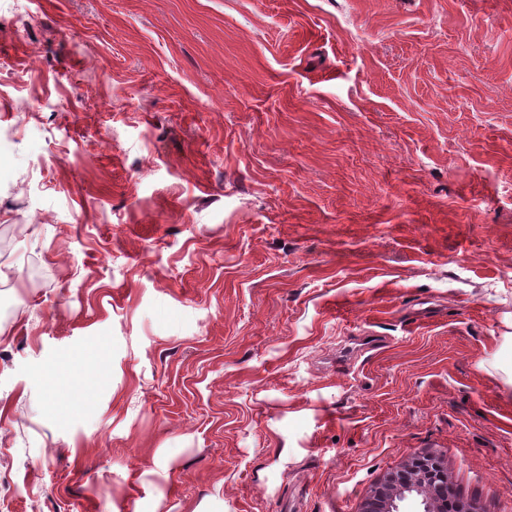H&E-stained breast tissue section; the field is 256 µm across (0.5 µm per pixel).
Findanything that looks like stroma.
Instances as JSON below:
<instances>
[{"mask_svg":"<svg viewBox=\"0 0 512 512\" xmlns=\"http://www.w3.org/2000/svg\"><path fill=\"white\" fill-rule=\"evenodd\" d=\"M1 138L13 512H512V0H0ZM420 499L422 512H439L435 487L426 470L420 469L413 478L403 471L388 475L364 500L359 512H400V504L409 499Z\"/></svg>","mask_w":512,"mask_h":512,"instance_id":"obj_1","label":"stroma"}]
</instances>
